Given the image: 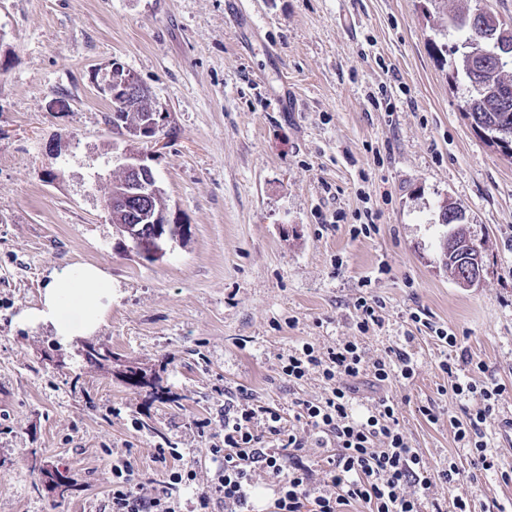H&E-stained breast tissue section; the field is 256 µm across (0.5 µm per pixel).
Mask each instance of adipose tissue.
<instances>
[{"instance_id":"adipose-tissue-1","label":"adipose tissue","mask_w":512,"mask_h":512,"mask_svg":"<svg viewBox=\"0 0 512 512\" xmlns=\"http://www.w3.org/2000/svg\"><path fill=\"white\" fill-rule=\"evenodd\" d=\"M111 299V279L94 265L83 264L51 273L39 306L24 311L21 320L52 328L65 341L90 336L104 320Z\"/></svg>"}]
</instances>
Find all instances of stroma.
<instances>
[{"label": "stroma", "mask_w": 512, "mask_h": 512, "mask_svg": "<svg viewBox=\"0 0 512 512\" xmlns=\"http://www.w3.org/2000/svg\"><path fill=\"white\" fill-rule=\"evenodd\" d=\"M478 6L512 20V0H0V512H103L117 458L144 492L179 462L207 488L225 392L292 415L326 384L315 371L288 382L289 354L349 340L369 361L412 359L411 378L363 376L351 402L358 416L382 395L398 403L431 481L421 512H452L457 496L512 508V161L465 118L458 55L436 53L460 42L449 15ZM116 63L170 113L149 151L189 232L153 261L103 209L127 146L102 91ZM446 200L482 246L472 288L443 261ZM369 212L376 231L354 234ZM77 264L112 279L90 338L111 348L108 368L20 320L51 272ZM367 293L383 322L364 332ZM438 327L474 358L461 379L509 388L484 428L497 470L473 468L454 439L449 416L482 400L459 399L438 369ZM125 364L169 399L129 385ZM160 448L183 458L160 463ZM452 462L464 476L450 486Z\"/></svg>", "instance_id": "35a3bbf8"}]
</instances>
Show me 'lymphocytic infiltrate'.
<instances>
[{
  "instance_id": "lymphocytic-infiltrate-1",
  "label": "lymphocytic infiltrate",
  "mask_w": 512,
  "mask_h": 512,
  "mask_svg": "<svg viewBox=\"0 0 512 512\" xmlns=\"http://www.w3.org/2000/svg\"><path fill=\"white\" fill-rule=\"evenodd\" d=\"M439 369L453 381L457 395L479 394L483 408L469 411L456 422L458 442L470 449L474 465L490 470L495 466L483 431L495 413L496 403L506 392L498 381L477 383L458 379L453 358H445ZM322 375L327 392L317 400H297L298 428H287L273 408L251 405L242 397L227 394L224 400V439L212 445L209 454L216 469L211 489L199 492L200 512H254L256 472L269 475L276 486L273 512H344L345 506L364 504L368 512H420L413 486H428L417 449L411 448L399 427L398 405L387 396L376 400L370 414L356 419L351 408V386L364 374L386 383L399 376L411 378L414 368L404 351L394 356L366 361L356 342L324 351L303 344L289 355L281 368L289 381L302 380L310 371ZM320 445L333 447L323 485L311 481L313 470L300 452L308 436ZM197 474L178 469L159 483L153 494L141 493L129 461L112 464V512H176L177 490L191 488Z\"/></svg>"
}]
</instances>
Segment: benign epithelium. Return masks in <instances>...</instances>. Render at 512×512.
Listing matches in <instances>:
<instances>
[{
    "label": "benign epithelium",
    "instance_id": "7a95c632",
    "mask_svg": "<svg viewBox=\"0 0 512 512\" xmlns=\"http://www.w3.org/2000/svg\"><path fill=\"white\" fill-rule=\"evenodd\" d=\"M138 85L140 80L134 74L115 65L106 91L119 97ZM169 119L167 108L157 102L148 120L127 133L125 138L134 144L156 143ZM148 160L149 155L132 148L113 157L124 172V180L111 190L103 208L110 219L115 214L123 217L117 232L130 243V249L153 258L163 252L162 244L165 238L172 236L174 225L168 219V209L155 205L161 187ZM482 272L480 261L476 260L459 270L458 280L466 286H473L480 282Z\"/></svg>",
    "mask_w": 512,
    "mask_h": 512
}]
</instances>
